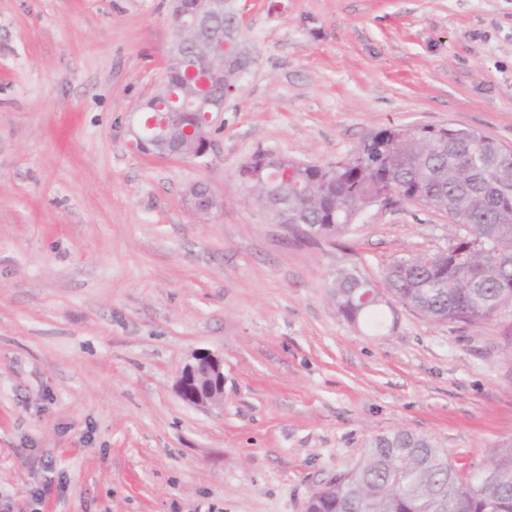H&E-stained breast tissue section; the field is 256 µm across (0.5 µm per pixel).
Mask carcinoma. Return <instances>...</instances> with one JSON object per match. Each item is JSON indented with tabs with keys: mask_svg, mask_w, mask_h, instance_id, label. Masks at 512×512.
<instances>
[{
	"mask_svg": "<svg viewBox=\"0 0 512 512\" xmlns=\"http://www.w3.org/2000/svg\"><path fill=\"white\" fill-rule=\"evenodd\" d=\"M231 15L217 13L206 28L188 26L178 35L182 53L172 89L140 109L145 153L169 126V141L196 158L199 138L209 137L205 113L214 112L238 87L237 71L252 63L243 34L220 40ZM495 139L467 128L403 126L378 131L346 161L321 169L286 155L257 152L237 177L273 218L341 234L369 205L398 197L443 212L463 234L443 252L400 259L385 272L387 291L399 303L438 323L479 325L512 315V155ZM332 298L352 324L376 316V287L356 266L339 270ZM489 465L500 488L496 497L480 487L482 473L462 475L447 453L405 429L377 436L360 462L308 498L305 512H512V443L494 449Z\"/></svg>",
	"mask_w": 512,
	"mask_h": 512,
	"instance_id": "1",
	"label": "carcinoma"
}]
</instances>
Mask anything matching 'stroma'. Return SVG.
Segmentation results:
<instances>
[{
	"mask_svg": "<svg viewBox=\"0 0 512 512\" xmlns=\"http://www.w3.org/2000/svg\"><path fill=\"white\" fill-rule=\"evenodd\" d=\"M255 64L205 162L136 151L171 0H0V504L11 512H305L378 434L461 472L512 440V318L430 321L392 297L344 320L339 269L447 249L392 199L296 240L240 185L257 151L319 165L405 125L512 147V0H238ZM202 181L222 207L183 202ZM224 403L186 404L193 354ZM176 382V391L183 401L201 408L216 406L224 399L223 362L208 352L193 356Z\"/></svg>",
	"mask_w": 512,
	"mask_h": 512,
	"instance_id": "obj_1",
	"label": "stroma"
}]
</instances>
